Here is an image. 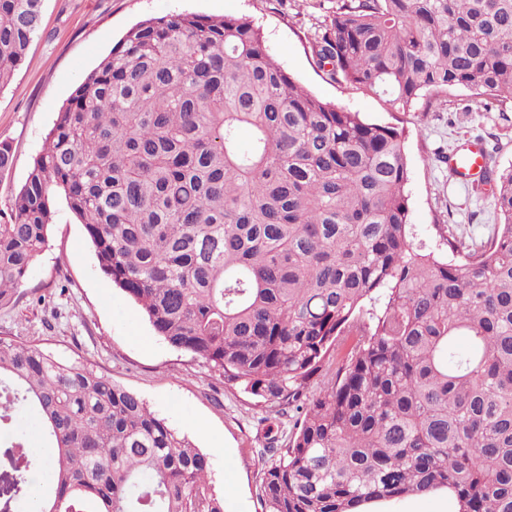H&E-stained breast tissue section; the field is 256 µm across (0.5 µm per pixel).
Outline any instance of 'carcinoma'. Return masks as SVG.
<instances>
[{"label": "carcinoma", "instance_id": "carcinoma-1", "mask_svg": "<svg viewBox=\"0 0 512 512\" xmlns=\"http://www.w3.org/2000/svg\"><path fill=\"white\" fill-rule=\"evenodd\" d=\"M41 2L0 0V87ZM312 53L331 81L404 110L464 89L512 112V0H336ZM403 142L306 91L247 18L142 21L57 113L0 220V307L59 195L158 336L299 413L288 446L265 448L263 512L439 489L460 512H512V169L493 171L490 241L439 226L442 257L413 241ZM19 407L44 447L8 428ZM40 469L31 512H224L208 455L139 395L0 338V512H19Z\"/></svg>", "mask_w": 512, "mask_h": 512}]
</instances>
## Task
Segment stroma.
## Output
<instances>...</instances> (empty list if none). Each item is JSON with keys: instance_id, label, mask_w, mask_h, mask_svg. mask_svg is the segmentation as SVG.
I'll use <instances>...</instances> for the list:
<instances>
[{"instance_id": "1", "label": "stroma", "mask_w": 512, "mask_h": 512, "mask_svg": "<svg viewBox=\"0 0 512 512\" xmlns=\"http://www.w3.org/2000/svg\"><path fill=\"white\" fill-rule=\"evenodd\" d=\"M335 0H43L40 30L10 83L0 88V143L14 163L0 176V212L24 185L50 128L77 86L135 23L176 13L246 16L261 25L270 53L323 101L368 121L403 127L410 168L407 187L416 240L437 249V225L467 243L491 238L499 217L487 183L449 177L455 147L479 139L497 168L512 166V117L453 91L402 110L363 90L336 84L321 71L307 36ZM0 336L38 345L56 358H79L138 394L180 435L209 452L212 484L224 512H262L258 467L266 446V412L241 390L225 386L203 361L156 336L138 306L98 268L84 227L58 205L46 249L9 306L0 308Z\"/></svg>"}]
</instances>
